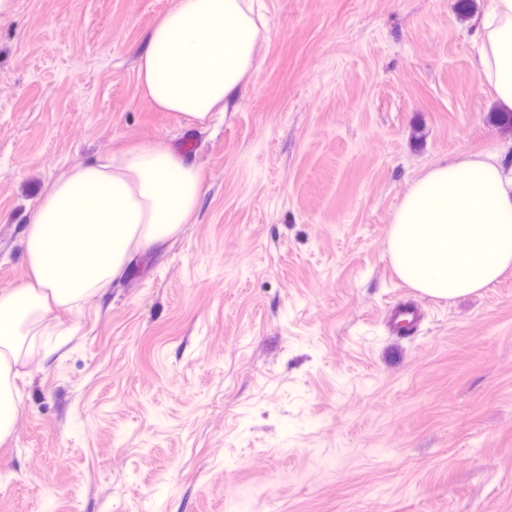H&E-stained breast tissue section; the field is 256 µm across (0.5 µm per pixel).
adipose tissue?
<instances>
[{
  "instance_id": "1",
  "label": "adipose tissue",
  "mask_w": 512,
  "mask_h": 512,
  "mask_svg": "<svg viewBox=\"0 0 512 512\" xmlns=\"http://www.w3.org/2000/svg\"><path fill=\"white\" fill-rule=\"evenodd\" d=\"M475 22L478 73L499 109L512 111V0H490ZM261 35L251 0H174L138 55V90L159 111L204 124L249 84ZM201 191L199 170L162 141L76 164L52 183L24 232L26 279L0 289V443L17 410L10 357L18 315L69 311L103 292L134 255L190 223ZM388 256L402 282L437 299L473 294L511 270L506 149L435 164L413 179L393 214Z\"/></svg>"
}]
</instances>
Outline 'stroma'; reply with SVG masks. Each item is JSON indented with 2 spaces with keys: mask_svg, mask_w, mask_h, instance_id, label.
<instances>
[{
  "mask_svg": "<svg viewBox=\"0 0 512 512\" xmlns=\"http://www.w3.org/2000/svg\"><path fill=\"white\" fill-rule=\"evenodd\" d=\"M257 2L256 71L199 129L137 90L172 0H0V287L73 165L162 140L203 176L124 280L18 324L0 512H512V269L440 300L387 252L410 180L507 141L488 0Z\"/></svg>",
  "mask_w": 512,
  "mask_h": 512,
  "instance_id": "stroma-1",
  "label": "stroma"
}]
</instances>
